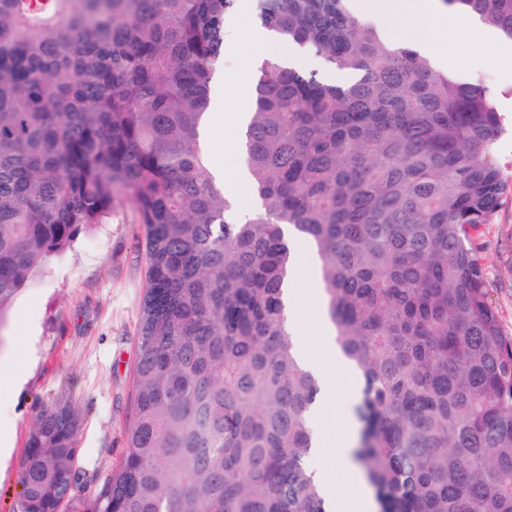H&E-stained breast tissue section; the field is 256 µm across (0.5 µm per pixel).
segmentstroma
<instances>
[{
  "instance_id": "obj_1",
  "label": "stroma",
  "mask_w": 512,
  "mask_h": 512,
  "mask_svg": "<svg viewBox=\"0 0 512 512\" xmlns=\"http://www.w3.org/2000/svg\"><path fill=\"white\" fill-rule=\"evenodd\" d=\"M255 0H237L225 24L224 63L212 92L252 82L258 66L287 55V47L247 38L258 24ZM459 66L454 74L483 80L497 94L508 130L496 160L512 166V77L496 62V51L452 31ZM143 234L131 202L117 206L109 223L81 232L73 248L54 258L45 276L28 284L6 313L7 336L15 353L0 364L12 388L0 392V426L9 434V451L0 456V512H13L22 491V462L35 417L55 406L73 407L80 416L77 464L108 477L121 462L126 427L132 418V370L138 354L137 324L143 297ZM479 256L487 276L488 298L506 336L512 337V191L506 192L491 223L477 232ZM302 290L288 310L313 353L335 362L336 352L318 332L323 311L318 280L302 279ZM356 396L337 387L333 406L314 424L324 445L316 465L336 478L346 496L364 479L357 466H344L338 452L348 429L357 427Z\"/></svg>"
}]
</instances>
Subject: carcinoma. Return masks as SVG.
<instances>
[{
	"label": "carcinoma",
	"mask_w": 512,
	"mask_h": 512,
	"mask_svg": "<svg viewBox=\"0 0 512 512\" xmlns=\"http://www.w3.org/2000/svg\"><path fill=\"white\" fill-rule=\"evenodd\" d=\"M236 0H0V323L24 286L130 200L145 282L120 464L76 465L78 414L41 411L13 512H327L309 460L320 385L282 290L320 260L336 355L360 381L353 460L377 512H512V339L474 234L512 177L496 93L355 16L257 0L306 57L266 61L242 138L257 207L202 136ZM512 41V0H444ZM219 171L224 175V188L238 201L242 197V192L250 186L243 168L239 163L233 162Z\"/></svg>",
	"instance_id": "carcinoma-1"
}]
</instances>
